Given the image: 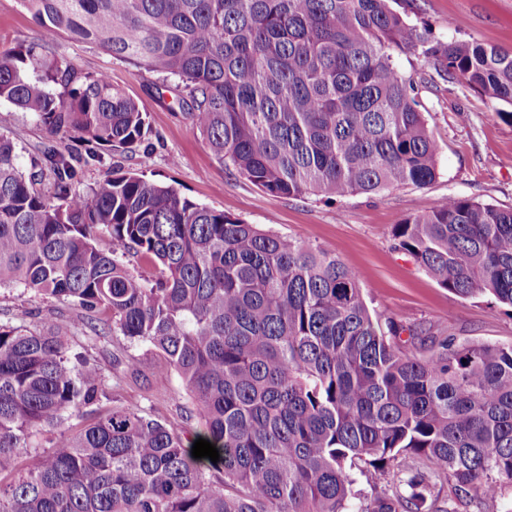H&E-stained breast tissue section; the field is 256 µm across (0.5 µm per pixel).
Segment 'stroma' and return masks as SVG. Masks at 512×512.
I'll return each mask as SVG.
<instances>
[{"mask_svg": "<svg viewBox=\"0 0 512 512\" xmlns=\"http://www.w3.org/2000/svg\"><path fill=\"white\" fill-rule=\"evenodd\" d=\"M413 21L437 38L475 40L512 52V0H418ZM37 28L19 0H0V47L27 43ZM59 53L83 72L106 73L139 103L150 133L135 151L106 156L118 164L172 185L190 200L223 210L249 224L274 230L336 255L361 276L369 308L396 321L425 323L460 342L512 344V313L486 298L462 299L394 247L391 232L409 216L432 210L444 196L512 207V125L459 80H444L423 56L394 52L393 62L413 77L437 146L438 176L425 187L401 186L375 195L355 193L340 200L313 194H266L220 163L180 110L172 92H157L160 75L68 37ZM0 130L14 139L22 165H29L45 140L43 127L28 113L0 103ZM179 165H171V157ZM0 320L35 328L54 321L68 325L75 349L100 365L113 403L179 422L189 398L180 380L161 370L160 355L142 344L107 335L89 342L78 307L20 288H0Z\"/></svg>", "mask_w": 512, "mask_h": 512, "instance_id": "obj_1", "label": "stroma"}]
</instances>
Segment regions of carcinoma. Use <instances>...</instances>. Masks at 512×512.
Here are the masks:
<instances>
[{"label": "carcinoma", "mask_w": 512, "mask_h": 512, "mask_svg": "<svg viewBox=\"0 0 512 512\" xmlns=\"http://www.w3.org/2000/svg\"><path fill=\"white\" fill-rule=\"evenodd\" d=\"M20 2L38 36L0 48V101L56 144L25 169L0 130V286L150 346L191 408L177 425L103 412L104 374L67 327L0 321V470L34 455L0 480V512H512L496 509L512 488V346L384 321L336 256L143 174L109 167L80 188L144 142L145 113L53 45L66 35L178 80L219 162L272 196L336 199L438 176L392 51L421 53L511 124L512 53L434 38L389 0ZM392 237L455 296L512 309V209L448 195ZM72 417L85 424L63 427ZM199 438L218 462L193 458Z\"/></svg>", "instance_id": "1"}]
</instances>
